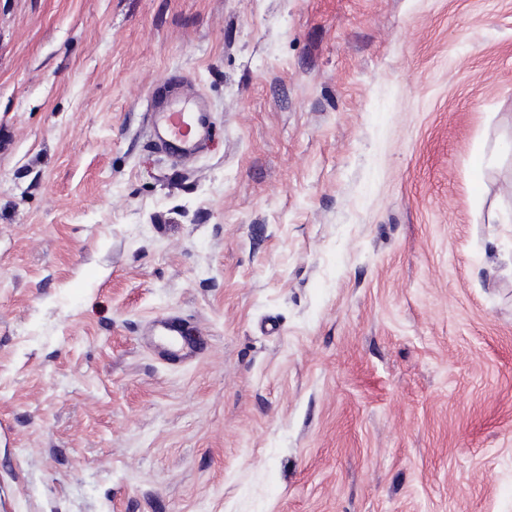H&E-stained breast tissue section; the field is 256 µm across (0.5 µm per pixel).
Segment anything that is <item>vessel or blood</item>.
<instances>
[{
  "label": "vessel or blood",
  "mask_w": 512,
  "mask_h": 512,
  "mask_svg": "<svg viewBox=\"0 0 512 512\" xmlns=\"http://www.w3.org/2000/svg\"><path fill=\"white\" fill-rule=\"evenodd\" d=\"M144 122L152 146L169 158L193 156L215 126L208 102L185 91L176 77L153 87ZM152 333L163 342L167 359L176 363L202 349L200 327L177 315L153 321Z\"/></svg>",
  "instance_id": "vessel-or-blood-1"
}]
</instances>
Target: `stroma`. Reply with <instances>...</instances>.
Wrapping results in <instances>:
<instances>
[{
    "label": "stroma",
    "mask_w": 512,
    "mask_h": 512,
    "mask_svg": "<svg viewBox=\"0 0 512 512\" xmlns=\"http://www.w3.org/2000/svg\"><path fill=\"white\" fill-rule=\"evenodd\" d=\"M0 512H512V0H0ZM180 83L172 77L154 86L144 113L152 146L169 158L193 156L215 126L208 102L185 91ZM152 335L163 342L162 352L172 362H184L202 350L200 327L181 316L169 315L153 321Z\"/></svg>",
    "instance_id": "1"
}]
</instances>
